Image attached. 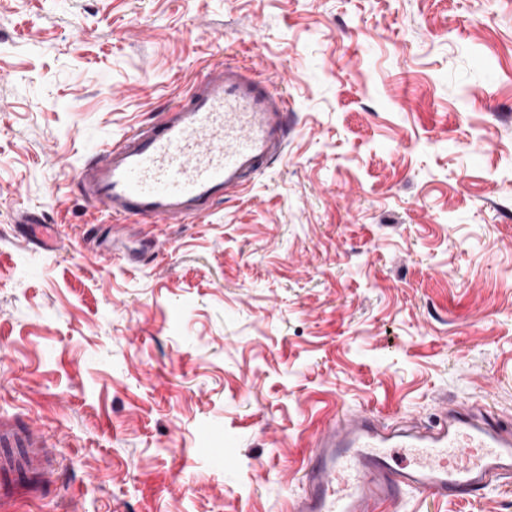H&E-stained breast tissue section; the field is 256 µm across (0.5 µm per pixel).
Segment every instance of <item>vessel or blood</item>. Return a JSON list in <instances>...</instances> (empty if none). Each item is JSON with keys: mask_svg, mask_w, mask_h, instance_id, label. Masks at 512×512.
I'll return each mask as SVG.
<instances>
[{"mask_svg": "<svg viewBox=\"0 0 512 512\" xmlns=\"http://www.w3.org/2000/svg\"><path fill=\"white\" fill-rule=\"evenodd\" d=\"M289 119L286 95L253 68L208 65L159 118L94 146L78 172L80 195L116 232L131 220L202 221L282 154ZM20 217L29 244L55 247L33 212ZM53 448L0 414V512H24L55 483ZM511 478L512 429L490 418L452 408L423 430L359 412L317 430L291 512H382L408 493L463 499Z\"/></svg>", "mask_w": 512, "mask_h": 512, "instance_id": "vessel-or-blood-1", "label": "vessel or blood"}]
</instances>
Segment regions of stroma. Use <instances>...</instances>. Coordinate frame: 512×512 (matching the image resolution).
<instances>
[{"label": "stroma", "instance_id": "obj_1", "mask_svg": "<svg viewBox=\"0 0 512 512\" xmlns=\"http://www.w3.org/2000/svg\"><path fill=\"white\" fill-rule=\"evenodd\" d=\"M216 61L280 84L285 156L102 262L87 150ZM446 406L512 424V0H0V413L59 474L30 512H285L331 415ZM34 214L35 212L25 210H22V212L19 214L21 217L20 220L23 222L22 225L26 227L24 238L28 241L29 244L34 246H37V243H39L43 247H55L56 240L47 231L53 225L42 224L43 221L36 218Z\"/></svg>", "mask_w": 512, "mask_h": 512}]
</instances>
